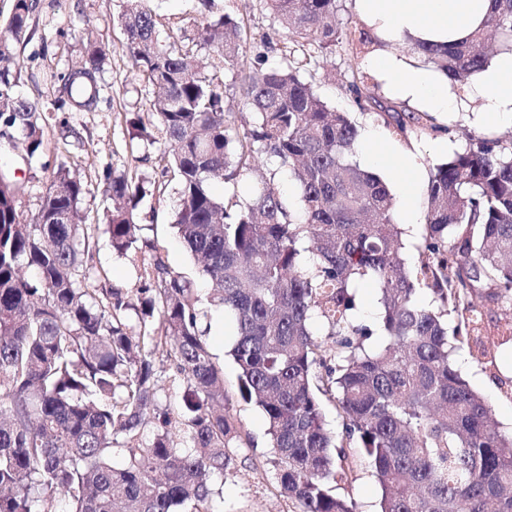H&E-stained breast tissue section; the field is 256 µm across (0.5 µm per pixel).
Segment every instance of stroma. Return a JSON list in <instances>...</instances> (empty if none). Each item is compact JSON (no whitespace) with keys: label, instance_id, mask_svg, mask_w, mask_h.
Listing matches in <instances>:
<instances>
[{"label":"stroma","instance_id":"1","mask_svg":"<svg viewBox=\"0 0 512 512\" xmlns=\"http://www.w3.org/2000/svg\"><path fill=\"white\" fill-rule=\"evenodd\" d=\"M156 14L160 40L188 45L202 17L227 14L235 18L250 39L252 57L243 71L212 67L204 51L196 56L209 67L208 73L224 87V107L239 130L250 128L253 116L238 93L242 75L256 74L274 67L288 43V34L274 18L265 0H150ZM120 0H33L29 35L16 46L23 64L16 93L38 102L44 144L40 157L25 163L18 154L0 146V157L15 170L24 185L21 210L25 219H33L49 188L60 156L77 165L89 192L81 204L86 223L98 225L95 266L107 275L106 283L120 290L127 301L136 302L138 290L150 284L149 274L155 259L173 272L192 279L202 306L208 309V343L215 362L224 372V392L231 414L242 429L243 446L233 475L214 485L217 512H295L296 506L279 493L280 467L270 445L267 424L255 404L239 394V371L228 350L235 332L222 307L211 305L208 285L199 279L193 260L171 223L179 203L175 187L164 194L148 195L137 209L138 242L127 255L113 252L107 233L102 231L103 216L110 204L101 178L105 166L133 179L157 177L164 153V133L150 110V95L133 65L126 47L127 38L116 22ZM88 28L105 48L107 64L105 99L95 112H71L61 115L54 103L60 96L58 72L74 62L80 51L75 35ZM365 54L339 41L317 55L312 82L327 104L350 113L359 130L375 127L374 121L357 107L345 82L354 74H364ZM68 119L82 137L80 148L67 145L59 122ZM140 120L156 138L155 148L143 151L132 147L128 135L131 120ZM487 351L484 360L474 359L468 348L458 349L454 364L469 384L491 403L500 430L512 434V366L504 357L512 353V310L497 306L487 312ZM157 371L156 401L160 408L178 409L186 383L165 355L155 357ZM354 469L353 478L339 492L357 505L358 512H377L380 486L368 466L363 449L348 451Z\"/></svg>","mask_w":512,"mask_h":512}]
</instances>
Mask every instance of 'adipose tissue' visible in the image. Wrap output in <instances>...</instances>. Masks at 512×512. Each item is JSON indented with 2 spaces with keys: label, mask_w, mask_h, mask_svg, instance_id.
Here are the masks:
<instances>
[{
  "label": "adipose tissue",
  "mask_w": 512,
  "mask_h": 512,
  "mask_svg": "<svg viewBox=\"0 0 512 512\" xmlns=\"http://www.w3.org/2000/svg\"><path fill=\"white\" fill-rule=\"evenodd\" d=\"M492 0H355L356 13L381 46L367 60L370 73L392 98L413 109L447 119L461 113L474 125H512V50L497 53L464 86L433 66L408 59L392 47L400 37L438 45L465 40L481 28ZM366 163L390 176L407 223L421 220L415 203L422 190L419 147L395 151L375 132L364 136Z\"/></svg>",
  "instance_id": "ef3b65f1"
}]
</instances>
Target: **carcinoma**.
<instances>
[{"mask_svg":"<svg viewBox=\"0 0 512 512\" xmlns=\"http://www.w3.org/2000/svg\"><path fill=\"white\" fill-rule=\"evenodd\" d=\"M266 4L289 46L279 66L241 84L255 122L239 133L223 88L191 65L192 50L159 42L149 0H122L118 23L172 156L149 188L103 169L112 249L124 254L137 242L139 200L175 182L173 224L212 300L234 320L240 395L262 410L280 494L299 512H356L335 494L351 479L344 445L353 442L381 486L380 512H512V436L497 428L491 403L452 359L463 344L487 354L484 303L512 306V140L471 134L434 168L419 266L410 270L389 188L353 158L356 124L301 76L337 40L370 53L375 38L342 26L340 0ZM32 9L31 0H14L0 28V137L29 161L43 148L41 109L14 87L15 46ZM491 31L501 36L498 49H512V0H493L484 28L465 41L417 44L415 53L463 85L492 56ZM82 43L80 60L58 75L61 112H92L102 99L105 56L91 34ZM192 43L234 70L244 64L248 36L225 15L200 22ZM365 79L347 89L393 135L406 140L431 127L425 112L373 107ZM261 151L295 181L301 214L272 177L244 200L211 191L214 182L260 170ZM88 192L60 160L28 223L23 184L0 170V512H60L59 490L66 512H179L186 503L191 512H214L213 479L233 474L242 436L204 339L200 299L158 260L156 287L140 289L141 318L126 324L129 302L98 285L96 226L80 223ZM363 281L378 290L379 345L367 343L374 331L352 316ZM421 286L436 307L417 302ZM314 310L326 341L311 329ZM161 352L186 380L178 413L157 408ZM321 394L336 396L339 440L324 427ZM149 423L154 436L145 446Z\"/></svg>","mask_w":512,"mask_h":512,"instance_id":"cac0c4a2","label":"carcinoma"}]
</instances>
